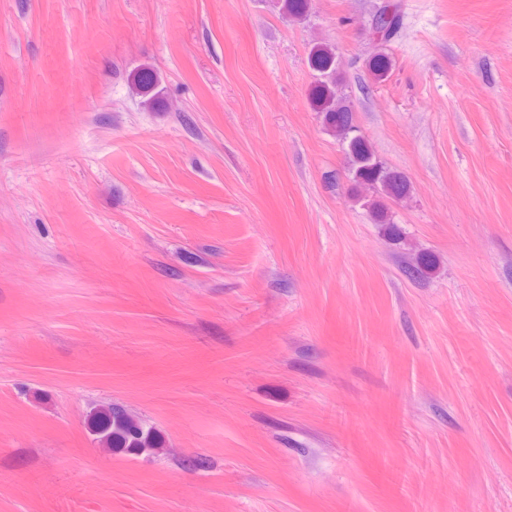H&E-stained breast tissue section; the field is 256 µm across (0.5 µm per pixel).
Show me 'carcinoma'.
<instances>
[{
    "label": "carcinoma",
    "instance_id": "carcinoma-1",
    "mask_svg": "<svg viewBox=\"0 0 512 512\" xmlns=\"http://www.w3.org/2000/svg\"><path fill=\"white\" fill-rule=\"evenodd\" d=\"M282 10L291 17L303 19L308 13L307 0H282ZM401 25V3L398 0H387L372 19L373 34L383 43L395 38ZM310 63L316 72L314 102L323 115L324 125L345 147L354 182L365 184L371 190L369 195H353V200L368 209L375 222L396 238L399 236V229L391 221L386 201L406 198L410 193L409 180L403 173L384 166L377 159L369 141L359 133L353 112L343 104L339 95L340 78L333 47L327 44L314 46ZM391 67L392 61L386 55L374 58L371 63V71L378 80L385 79ZM135 85L142 94L148 96V106L161 96L158 80L148 69L137 73ZM434 267L433 257L424 254L404 267V273L412 279H418L427 275ZM92 428L103 447L111 450L142 453L160 445L155 431L129 415L124 407L112 403L96 408L92 417Z\"/></svg>",
    "mask_w": 512,
    "mask_h": 512
}]
</instances>
